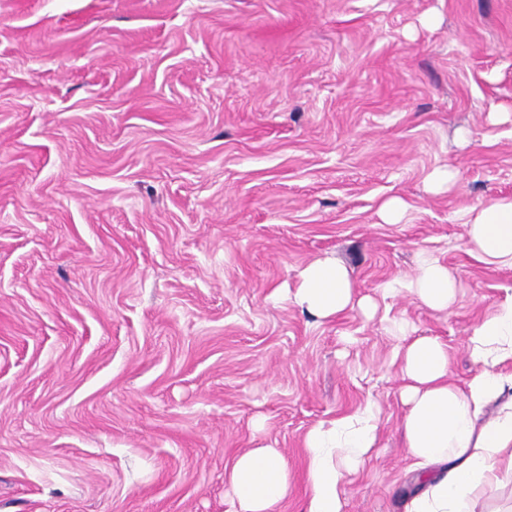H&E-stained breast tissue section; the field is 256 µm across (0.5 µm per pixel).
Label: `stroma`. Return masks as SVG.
Instances as JSON below:
<instances>
[{
	"instance_id": "1",
	"label": "stroma",
	"mask_w": 512,
	"mask_h": 512,
	"mask_svg": "<svg viewBox=\"0 0 512 512\" xmlns=\"http://www.w3.org/2000/svg\"><path fill=\"white\" fill-rule=\"evenodd\" d=\"M500 197L512 0H0V512H236L224 476L261 446L294 474L273 512H303L306 432L369 401L342 512H405L390 329L475 374L512 269L465 213ZM423 252L451 313L388 290ZM326 257L373 316L273 300Z\"/></svg>"
}]
</instances>
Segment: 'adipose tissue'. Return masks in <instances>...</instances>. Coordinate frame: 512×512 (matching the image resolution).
Segmentation results:
<instances>
[{
  "label": "adipose tissue",
  "instance_id": "obj_1",
  "mask_svg": "<svg viewBox=\"0 0 512 512\" xmlns=\"http://www.w3.org/2000/svg\"><path fill=\"white\" fill-rule=\"evenodd\" d=\"M465 217L472 255L512 269V198L472 208ZM401 288L430 310L447 312L459 284L447 265L426 256ZM288 298L318 321L358 304L348 269L329 257L301 268ZM466 347L479 371L462 388L449 379L448 346L439 338L419 337L403 349L408 453L414 468L433 472L416 488L406 512H473L482 493L512 478V398L504 396L512 390V372L505 369L512 363V296L482 314L467 332ZM379 427L380 412L369 403L307 432L305 512H342V485L364 465ZM225 483L237 512H273L289 494L291 474L274 449L255 448L238 457Z\"/></svg>",
  "mask_w": 512,
  "mask_h": 512
}]
</instances>
